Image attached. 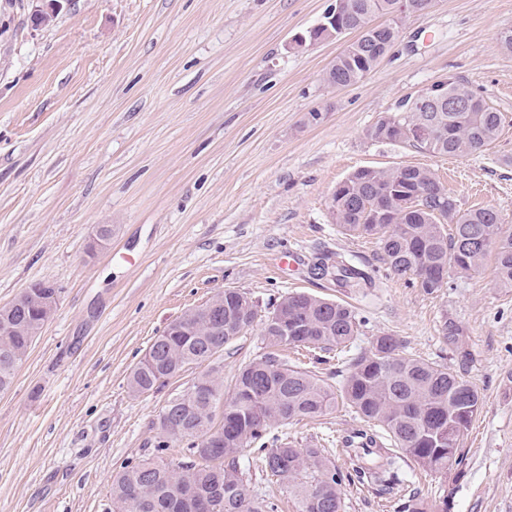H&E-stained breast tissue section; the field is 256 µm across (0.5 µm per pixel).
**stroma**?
Masks as SVG:
<instances>
[{
  "label": "stroma",
  "instance_id": "stroma-1",
  "mask_svg": "<svg viewBox=\"0 0 512 512\" xmlns=\"http://www.w3.org/2000/svg\"><path fill=\"white\" fill-rule=\"evenodd\" d=\"M335 0H69L34 25L37 0H0V305L36 282L60 290L9 389L0 392V512H107L112 477L148 455L166 402L215 370L232 387L268 353L261 324L218 358L153 391L131 370L167 325L216 293H247L266 316L299 291L346 298L357 350L399 336L403 352L476 382L483 406L462 469L407 472L383 490L342 486L343 512H400L417 496L450 512H512V288L493 260L432 294L385 274L375 240L343 234L329 202L364 167L430 169L460 209L491 207L512 227V0H434L406 19L391 51L356 84L324 75L344 40L296 45ZM503 112L499 138L465 158L378 142L367 131L443 77ZM319 113L311 121V113ZM112 240L86 248L99 225ZM298 252L293 271L274 257ZM330 250L382 271L373 294H343L310 268ZM461 327L456 345L445 324ZM358 419L338 405L279 428L322 449ZM251 491L295 512L260 453L243 452Z\"/></svg>",
  "mask_w": 512,
  "mask_h": 512
}]
</instances>
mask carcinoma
I'll use <instances>...</instances> for the list:
<instances>
[{
  "mask_svg": "<svg viewBox=\"0 0 512 512\" xmlns=\"http://www.w3.org/2000/svg\"><path fill=\"white\" fill-rule=\"evenodd\" d=\"M346 23L356 38L336 55L325 80L349 86L369 75L399 37L403 18L396 0H342ZM377 15L387 22L374 24ZM434 98L406 99L390 119L368 131L375 141L397 143L422 128L428 139L418 149L442 156L468 157L493 144L504 116L483 95L454 76L442 80ZM423 195L421 210L404 204ZM330 210L335 223L349 235L378 240L389 273L412 277L411 284L433 293L448 284L450 273L478 272L494 257L502 287L512 288V231L493 208L458 209L457 201L427 168H362L337 184ZM313 275L331 277L349 293H368L378 287L369 271L338 252L324 254ZM47 291L28 288L25 302L13 312L0 311V324L15 330L0 335V391L9 388L20 363L41 331L45 315L35 299ZM300 321L304 339L291 342L281 335L278 314ZM257 305L246 293H224V345L242 335L257 319ZM263 336L275 345L313 347L322 355L336 353L342 362V382L334 388L315 372L268 354L237 375L232 394L224 383L203 375L208 390L202 399L178 393L162 413L181 418L178 428L164 433L156 455L127 463L112 478V512H191L186 493L193 488L211 494L208 512H273V505L250 492L240 456L246 448L262 453L270 481L288 489L296 512H341L344 481L387 482L396 477L400 459H411L426 472L446 474L463 463V438L482 408L477 384L444 364L400 354L402 341L386 333L369 349L342 358L359 335L361 318L348 303L306 293L282 297L262 322ZM193 335L158 336L132 369L129 392L152 391L159 379L206 360L208 326L203 316L192 319ZM349 407L363 428L343 441L354 452L352 470H336L319 448H300L272 433L294 419L317 420L337 402ZM223 408L224 446L207 449L202 438L213 429ZM181 445V457L167 459L171 443ZM401 512H448V497L435 504L410 497Z\"/></svg>",
  "mask_w": 512,
  "mask_h": 512,
  "instance_id": "1",
  "label": "carcinoma"
}]
</instances>
